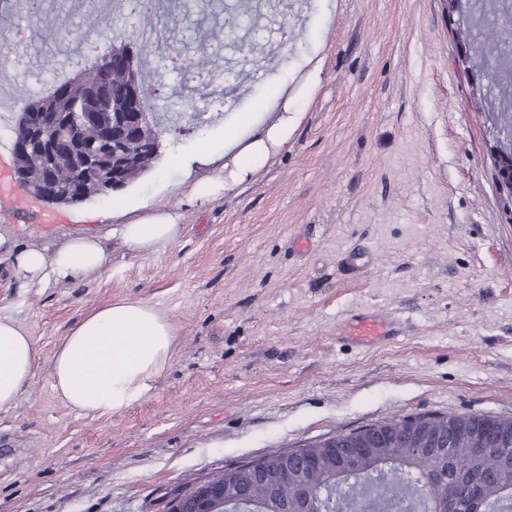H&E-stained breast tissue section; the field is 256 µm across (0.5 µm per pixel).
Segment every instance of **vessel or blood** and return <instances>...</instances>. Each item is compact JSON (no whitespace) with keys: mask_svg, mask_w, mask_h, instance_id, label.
<instances>
[{"mask_svg":"<svg viewBox=\"0 0 512 512\" xmlns=\"http://www.w3.org/2000/svg\"><path fill=\"white\" fill-rule=\"evenodd\" d=\"M14 154L11 146L0 145V216L9 217L14 223L34 236L52 232L46 214L37 199L28 196L14 180ZM401 331L396 318L379 310H361L353 313L341 326V339L357 346L380 344L397 336Z\"/></svg>","mask_w":512,"mask_h":512,"instance_id":"1","label":"vessel or blood"}]
</instances>
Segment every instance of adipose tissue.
Here are the masks:
<instances>
[{
  "label": "adipose tissue",
  "mask_w": 512,
  "mask_h": 512,
  "mask_svg": "<svg viewBox=\"0 0 512 512\" xmlns=\"http://www.w3.org/2000/svg\"><path fill=\"white\" fill-rule=\"evenodd\" d=\"M178 214L153 211L112 231L127 251L145 254L179 237ZM108 251L103 237L71 239L53 252H15L14 274L34 282L47 274L97 279ZM175 330L165 313L143 300L119 299L100 306L70 327L52 354V388L72 410L107 414L129 407L151 388L165 367ZM37 349L11 316L0 315V411L27 394Z\"/></svg>",
  "instance_id": "ef3b65f1"
}]
</instances>
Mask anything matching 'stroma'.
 Instances as JSON below:
<instances>
[{
	"instance_id": "35a3bbf8",
	"label": "stroma",
	"mask_w": 512,
	"mask_h": 512,
	"mask_svg": "<svg viewBox=\"0 0 512 512\" xmlns=\"http://www.w3.org/2000/svg\"><path fill=\"white\" fill-rule=\"evenodd\" d=\"M183 17L160 55L205 60L238 79L198 127L181 75L156 79L166 128L154 168L77 206L37 239L0 218L19 248L54 250L136 218L137 204L179 213L181 235L140 255L110 243L94 280L26 283L0 262V312L38 351L29 395L0 411V512H164L173 490L225 466L300 448L399 414L512 417V194L498 150L512 133L502 83L462 39L512 26L498 0H174ZM290 19L291 49L277 47ZM243 143L283 132L239 173L224 131ZM219 160L199 164V145ZM225 172L207 206L196 181ZM353 249L369 263H338ZM122 297L158 305L176 330L150 390L102 416L55 395L57 342ZM359 309L394 315L393 342L357 348L336 334Z\"/></svg>"
}]
</instances>
